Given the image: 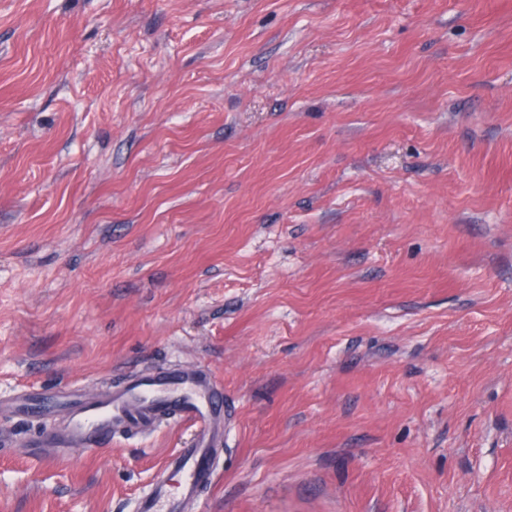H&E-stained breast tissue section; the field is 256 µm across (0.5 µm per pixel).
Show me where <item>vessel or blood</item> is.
<instances>
[{
	"mask_svg": "<svg viewBox=\"0 0 512 512\" xmlns=\"http://www.w3.org/2000/svg\"><path fill=\"white\" fill-rule=\"evenodd\" d=\"M64 413L67 426L56 444L61 448H94L111 444L115 435H149L169 421L191 423L197 435L192 446L176 449L166 467L179 477L170 484L159 477L140 496L136 512H186L215 481L212 452L224 445V421L230 410L224 392L209 373L183 367L138 372L121 387L48 405L26 401L19 414Z\"/></svg>",
	"mask_w": 512,
	"mask_h": 512,
	"instance_id": "vessel-or-blood-1",
	"label": "vessel or blood"
}]
</instances>
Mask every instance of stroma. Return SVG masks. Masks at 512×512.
<instances>
[{
    "mask_svg": "<svg viewBox=\"0 0 512 512\" xmlns=\"http://www.w3.org/2000/svg\"><path fill=\"white\" fill-rule=\"evenodd\" d=\"M168 366L232 409L191 512H512V0H0V402ZM60 422L0 512L195 435Z\"/></svg>",
    "mask_w": 512,
    "mask_h": 512,
    "instance_id": "1",
    "label": "stroma"
}]
</instances>
